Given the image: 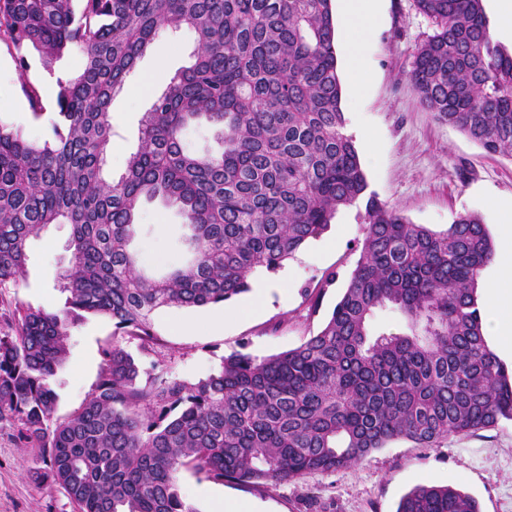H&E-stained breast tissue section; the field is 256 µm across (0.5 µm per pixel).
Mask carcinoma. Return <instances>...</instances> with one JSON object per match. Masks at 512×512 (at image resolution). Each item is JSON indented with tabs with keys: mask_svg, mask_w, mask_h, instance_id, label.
Segmentation results:
<instances>
[{
	"mask_svg": "<svg viewBox=\"0 0 512 512\" xmlns=\"http://www.w3.org/2000/svg\"><path fill=\"white\" fill-rule=\"evenodd\" d=\"M414 2L435 27L410 71L420 103L512 157V49L494 40L483 0ZM183 27L196 34L193 63L144 113L114 182L112 98L156 34ZM335 36L331 0H0V43L21 71L31 49L47 67L72 47L82 54L78 75L58 82L46 137L0 124V301L15 299L0 330V423L39 449L32 476L63 488L77 512H198L179 492L183 470L275 486L396 440L438 448L512 421V373L487 343L478 303L494 255L486 225L463 212L436 231L369 190L345 132ZM21 91L41 118L38 88L23 78ZM203 118L217 152L182 143ZM158 197L180 209L190 258L149 277L130 244L142 202ZM352 206L365 224L359 259L317 334L263 359L233 352L196 381L106 347L82 407L56 416L52 381L87 317L153 351L157 309L233 300ZM52 224L71 227L56 312L16 300L27 244ZM385 309L401 330L375 326ZM396 512L479 510L459 489L423 484Z\"/></svg>",
	"mask_w": 512,
	"mask_h": 512,
	"instance_id": "carcinoma-1",
	"label": "carcinoma"
}]
</instances>
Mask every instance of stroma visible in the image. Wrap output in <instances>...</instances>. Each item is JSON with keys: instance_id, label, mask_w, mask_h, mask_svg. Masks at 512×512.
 <instances>
[{"instance_id": "35a3bbf8", "label": "stroma", "mask_w": 512, "mask_h": 512, "mask_svg": "<svg viewBox=\"0 0 512 512\" xmlns=\"http://www.w3.org/2000/svg\"><path fill=\"white\" fill-rule=\"evenodd\" d=\"M432 32L414 0H378L367 41L371 78L361 93L343 90L345 131L356 144L370 189L381 200L434 230L447 228L458 213H478L497 243L512 232L499 209L512 201V157L487 153L419 103L409 73L418 44ZM194 46L190 30L161 32L128 74L112 101L109 177L124 173L144 113L171 77L191 64ZM80 65L75 49L49 68L33 53L23 72L0 49V124L41 139L55 117L58 80L71 77ZM23 73L47 107L41 118H33L21 92ZM137 222L132 248L144 264L160 268L184 262V228L176 206L159 199L144 202ZM363 235L357 208L340 210L320 238L285 262L280 273L269 274L276 287L260 309L246 310L250 297L241 295L235 300L240 314L222 326L213 324L224 313L220 303L157 310L153 324L161 345L153 352L139 350L109 319L87 317L73 328L66 361L54 380L58 417L85 402L98 379L102 350L113 344L133 353L142 367L160 361L172 374L190 380L207 377L221 357L240 349L261 359L298 346L321 329L332 311L359 258ZM69 238V225L55 224L30 240L19 301L46 310L63 307L58 284L71 258ZM330 272L335 283L322 287ZM41 464L38 449L18 446L12 429L0 428V512H77L62 488L33 479L32 468ZM422 484L460 489L478 502L480 512H512V422L449 437L437 448L398 440L356 466L269 489L216 483L188 471L178 476L183 498L197 512H214L220 499L246 503L250 512H395L400 498Z\"/></svg>"}]
</instances>
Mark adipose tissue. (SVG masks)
I'll return each instance as SVG.
<instances>
[{
	"mask_svg": "<svg viewBox=\"0 0 512 512\" xmlns=\"http://www.w3.org/2000/svg\"><path fill=\"white\" fill-rule=\"evenodd\" d=\"M342 42L347 55L346 77L354 90H362L369 80L364 63L366 38L375 23L374 0H341ZM484 312L494 313L486 333L504 355L512 357V238L505 243L484 293Z\"/></svg>",
	"mask_w": 512,
	"mask_h": 512,
	"instance_id": "ef3b65f1",
	"label": "adipose tissue"
}]
</instances>
